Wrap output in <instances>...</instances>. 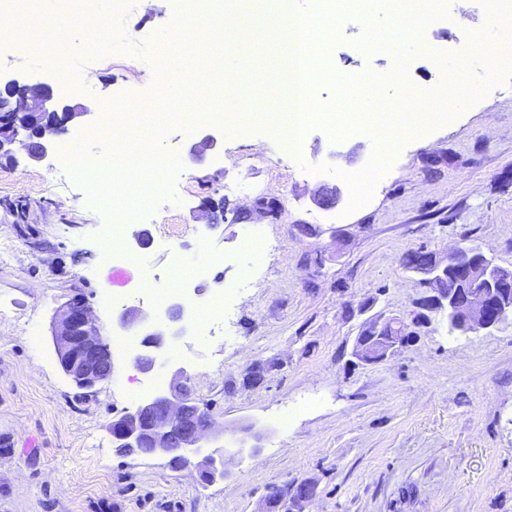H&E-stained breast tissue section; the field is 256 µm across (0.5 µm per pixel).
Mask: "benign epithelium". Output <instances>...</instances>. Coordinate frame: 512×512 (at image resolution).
<instances>
[{
    "mask_svg": "<svg viewBox=\"0 0 512 512\" xmlns=\"http://www.w3.org/2000/svg\"><path fill=\"white\" fill-rule=\"evenodd\" d=\"M3 90L13 96L12 112L27 117L36 125L43 116L52 124L31 138L14 123L0 122V159L11 163L23 153L32 161H42L53 152L56 135L68 125L89 115L84 106H73L54 98L47 84H31L11 80ZM463 288H445L448 264L431 257L419 266L406 261L407 267L425 276L430 294L423 297L418 308L421 320L429 314L448 313V327L454 332H491L512 320V306L499 301L496 264L483 248L463 243L449 254ZM182 307L175 305L168 320L141 334L140 350L135 365L144 373L166 365L162 352L167 343L183 336ZM149 318L140 310L125 309L117 324L123 329L143 327ZM362 337L353 340L351 355L360 363L380 362L406 345L407 332L403 321L396 318H371L363 323ZM52 342L63 374L79 389L91 390L112 374V356L94 315L89 300L74 295L59 308L52 331ZM190 375L179 367L168 388L156 391L137 406L112 422L109 433L114 447L127 456L151 455L163 458L168 466L180 469L194 466L205 483L224 481L231 476L224 457L204 450L203 442L214 434V424L205 410L188 391ZM278 503L267 502V510L302 512L303 505L316 494L315 484L304 479L281 488Z\"/></svg>",
    "mask_w": 512,
    "mask_h": 512,
    "instance_id": "1",
    "label": "benign epithelium"
}]
</instances>
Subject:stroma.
<instances>
[{"mask_svg":"<svg viewBox=\"0 0 512 512\" xmlns=\"http://www.w3.org/2000/svg\"><path fill=\"white\" fill-rule=\"evenodd\" d=\"M458 23L431 21L428 52L412 58L410 84L430 92L445 81L438 52L459 53L473 34L512 42L504 0H457ZM191 0H132L109 15L111 29L145 46L168 32ZM52 35H63L74 70L45 69L42 58L0 59V83L50 84L57 98L90 114L57 137L39 163L19 158L0 168V512H262L269 486L313 481L305 512H512V324L461 334L445 315L414 326L413 340L385 361L364 365L349 350L371 317L411 320L427 287L405 257L424 249L447 256L475 241L512 269V75L488 84L484 65L471 76L483 95L451 121L401 140L371 199L350 209L343 176L372 159L363 131L335 138L311 129L301 157L285 150L270 122L284 103L282 40L257 43L239 30L221 53H203L209 71L232 61L245 87L238 102L251 128L219 133L216 148H188L215 123L169 126L163 140L182 168L177 200H164L131 229L151 243L135 251L133 278L114 289L103 231L118 216L94 205L75 180L58 184L51 169L70 146L102 154L113 138L103 106L124 97L148 105L157 67L137 53L92 44L99 26L44 7ZM355 20L339 27L329 63L343 74L391 75L393 51H363ZM329 172H319V165ZM335 190L332 204L321 192ZM275 199L279 213L257 214ZM201 254L205 274L187 284L186 304L204 308L226 293L224 333L190 327L163 354L170 377L191 374L190 390L208 412L225 448L229 479L202 484L194 470H171L158 457H125L107 431L141 399L153 374L113 350L111 377L92 390L63 374L51 343L57 308L81 294L105 337L116 336L113 291L147 309L151 276L170 285L175 269L191 273L186 254ZM223 261H216V254ZM263 435L261 451L244 448L239 424Z\"/></svg>","mask_w":512,"mask_h":512,"instance_id":"stroma-1","label":"stroma"}]
</instances>
